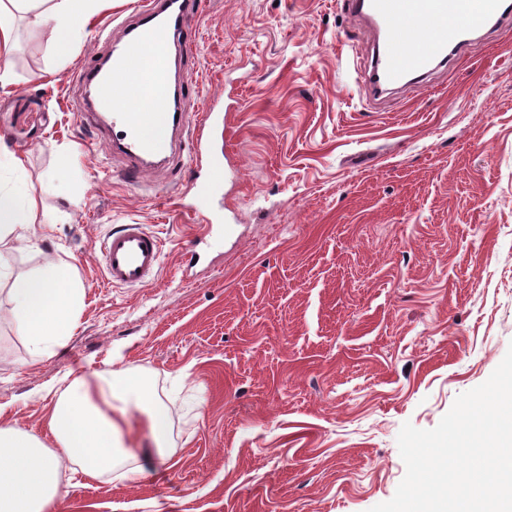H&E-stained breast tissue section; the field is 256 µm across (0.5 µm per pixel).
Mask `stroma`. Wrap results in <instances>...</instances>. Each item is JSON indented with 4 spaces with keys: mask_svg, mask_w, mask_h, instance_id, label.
I'll list each match as a JSON object with an SVG mask.
<instances>
[{
    "mask_svg": "<svg viewBox=\"0 0 512 512\" xmlns=\"http://www.w3.org/2000/svg\"><path fill=\"white\" fill-rule=\"evenodd\" d=\"M182 70L235 103L218 181L128 183L79 123L72 77L135 0H106L63 60L51 23L19 20L0 141L24 161L0 190L53 216L12 275L67 261L77 326L31 354L0 283V424L53 439L79 374L129 375L169 412L171 461L148 479L73 480L59 512H370L406 468L404 423L431 429L512 346V24L422 83L374 99L377 43L348 0H200ZM196 210L185 213L180 197ZM224 236L192 268L201 216ZM120 224L162 240L155 282L114 287L99 241ZM220 217L213 216L212 218H207L205 220V224L199 225L198 233L193 235L189 240H187L184 247V254L188 256L186 260L187 268H192L193 264H195L197 260L198 253L196 252V247L201 243H204L205 240L210 238L213 234L215 226H217L216 221H219Z\"/></svg>",
    "mask_w": 512,
    "mask_h": 512,
    "instance_id": "stroma-1",
    "label": "stroma"
}]
</instances>
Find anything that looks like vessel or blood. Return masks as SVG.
I'll use <instances>...</instances> for the list:
<instances>
[{"label":"vessel or blood","mask_w":512,"mask_h":512,"mask_svg":"<svg viewBox=\"0 0 512 512\" xmlns=\"http://www.w3.org/2000/svg\"><path fill=\"white\" fill-rule=\"evenodd\" d=\"M350 9L368 20L381 40L374 48L368 81L373 90L405 89L427 78L471 45L473 33L512 20V0H348ZM198 0H143L131 20L123 22L129 41L121 52L94 57L75 73L85 93L95 94L101 110L124 126L116 151L126 162L124 175L139 178L152 158L180 152L191 141L189 168L208 162L213 136L223 130L225 113L193 111L188 79L171 80L170 49L189 48L196 38L190 19ZM145 103L136 112L128 103L135 92ZM171 129L177 142H160L152 132ZM99 251L107 282L141 287L158 275L162 244L141 224H124L110 232Z\"/></svg>","instance_id":"obj_1"}]
</instances>
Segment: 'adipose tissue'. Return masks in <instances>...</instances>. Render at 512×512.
<instances>
[{
    "label": "adipose tissue",
    "instance_id": "ef3b65f1",
    "mask_svg": "<svg viewBox=\"0 0 512 512\" xmlns=\"http://www.w3.org/2000/svg\"><path fill=\"white\" fill-rule=\"evenodd\" d=\"M99 2L0 0V58L8 59L15 48L16 20L21 14L36 24L52 21L54 50L69 56L86 36ZM37 210L31 193H0V242L25 239ZM11 280V317L18 333L33 354L53 353L74 331L83 285L61 259L45 261ZM138 400L147 405L145 427L153 455L171 459L174 451L166 446L167 409L120 373L96 382L87 375L70 381L49 420L54 446L19 426H0V512H56L66 495L64 473L74 466L92 480L108 473L128 480L146 478V469L136 463L137 449L127 447L124 440L127 405Z\"/></svg>",
    "mask_w": 512,
    "mask_h": 512
}]
</instances>
